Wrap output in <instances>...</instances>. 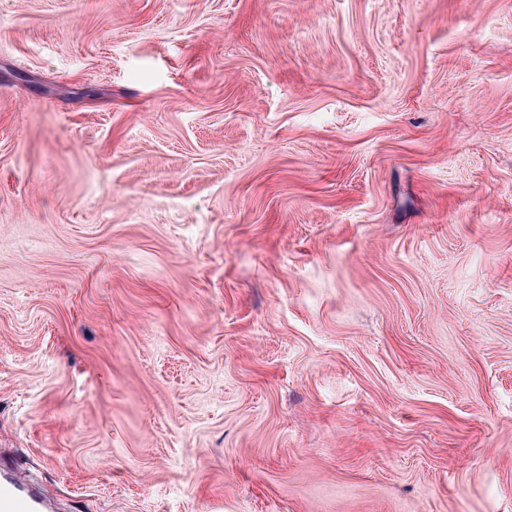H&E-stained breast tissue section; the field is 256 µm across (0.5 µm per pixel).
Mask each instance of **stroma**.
Here are the masks:
<instances>
[{"label": "stroma", "mask_w": 512, "mask_h": 512, "mask_svg": "<svg viewBox=\"0 0 512 512\" xmlns=\"http://www.w3.org/2000/svg\"><path fill=\"white\" fill-rule=\"evenodd\" d=\"M0 455L512 512V0H0Z\"/></svg>", "instance_id": "obj_1"}]
</instances>
